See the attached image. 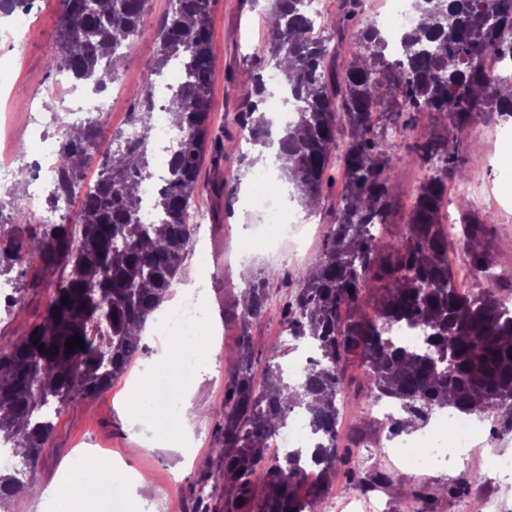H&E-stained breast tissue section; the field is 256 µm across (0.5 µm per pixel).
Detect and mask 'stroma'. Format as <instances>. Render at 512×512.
Instances as JSON below:
<instances>
[{
	"instance_id": "35a3bbf8",
	"label": "stroma",
	"mask_w": 512,
	"mask_h": 512,
	"mask_svg": "<svg viewBox=\"0 0 512 512\" xmlns=\"http://www.w3.org/2000/svg\"><path fill=\"white\" fill-rule=\"evenodd\" d=\"M171 6V0H149L140 35L131 48L115 58L114 66L122 81L114 93L116 103L100 145L109 144L113 133L123 130L130 111L138 104L158 59L156 26ZM267 8L266 0H215L211 13V130L223 141L224 156L204 163L195 209L205 213L207 221L187 249L184 274L174 284L168 303L174 309L186 300L205 295L206 319L215 331L216 352H202L193 384L176 394L180 401L190 402L195 411L194 428L180 432L154 423L155 402L148 391H141L136 407L128 405L129 386L158 363L168 340L162 330L147 329L143 349L122 379L97 398L77 400L62 409L36 469L33 490L14 497L9 512H58L56 501L46 496V489L96 477L95 471L71 466L73 457L85 448L97 449L104 461L112 463V486L117 492H124L126 480L133 475L146 477V486L137 491L140 512H202L203 505L224 490L219 477L224 465L214 453L223 434L218 410L224 403V385L236 366L242 330H249L253 337L255 372L263 371L271 348L279 349L282 362L295 357L294 344L282 339L287 329L283 305L296 290V271L313 265L323 250L336 214V190L343 182V168L330 164L324 199L313 209H298L303 223L297 235L276 248L251 243L255 213L250 207L238 201L232 215H224L225 201L214 193L220 182L244 184L255 173L254 168L240 162L237 116L254 95L245 75L247 65L269 41ZM61 10V0H36L29 13L14 17L24 31L22 44L0 39V89L11 96L14 105H26L32 99L49 100L50 90L59 82L47 61L59 52L57 22ZM457 141L459 157L477 160L466 175L480 189L482 200L464 207L458 197L452 196L448 199L449 210L456 215L465 208L491 218L483 244L512 284V188L498 184L502 163L512 159V121H502L495 112L480 113L470 130L459 133ZM422 175V169L411 160L392 170L397 209L391 223L381 229L383 239L391 240L405 232L411 196ZM245 266L255 272L276 271L267 288L271 304L265 316L248 328L242 323L240 304L245 287L241 269ZM10 277L18 301L0 303V343L5 344L19 341L23 329L41 320L60 272L34 266L15 269ZM362 376L360 355L350 354L343 380L347 398L338 440L339 447L348 451L350 462L337 464L327 496L340 502L352 499L361 505L373 499L385 512H472L474 502L498 497L503 512H512V466L496 471L489 468L490 461L497 459L512 463V413L505 409L484 428L481 446L470 467L444 464L419 472L396 470L391 487L372 493L348 480L347 466H361L366 454L389 435L386 428L374 423L363 428L357 425L369 399L361 389ZM469 469L482 473V487L456 491V484ZM420 484H437L442 491L426 501L404 496L405 488Z\"/></svg>"
}]
</instances>
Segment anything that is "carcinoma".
Masks as SVG:
<instances>
[{
  "mask_svg": "<svg viewBox=\"0 0 512 512\" xmlns=\"http://www.w3.org/2000/svg\"><path fill=\"white\" fill-rule=\"evenodd\" d=\"M146 0H62L58 22L60 51L48 68L106 89L119 80L113 59L139 35ZM342 13L324 21L314 34L304 0H271L273 36L266 54L245 71L257 100L241 119V131L256 143H271L270 124L260 113L267 92V63L292 74L285 103L295 121L279 139L288 158L294 198L313 207L324 197L331 156L342 163L334 224L317 262L297 272L298 291L288 310V333L315 343L318 359L300 380L283 379L277 350H270L261 387L254 381V344L249 325L268 307V280L274 270L246 278L243 330L236 371L225 384L224 434L216 448L224 462V496L212 512H302L299 491L306 473L297 465V448L269 452L270 441L299 410L309 428L322 436L315 449L319 471L336 466L339 455L337 398L342 365L357 352L372 397L389 400L399 415L392 435L426 426L438 412L472 415L495 403L512 414V308L500 295L496 264L481 247L486 225L468 213L459 225L444 224L442 206L448 181L462 179L448 131L403 144L388 136V123L404 117L412 127L423 109L447 118L461 130L488 107L512 117V100L500 92L482 65L492 48L512 61V0H413L423 21L400 39L401 56L386 60V39L372 27L361 31L362 50L339 58L336 34L354 21L360 0H344ZM213 0H172L158 30L155 74L170 66L180 72L167 110L176 112L178 136L170 147L165 186L154 202L156 220L140 214L138 176L153 138L155 99L147 82L130 120L128 138L112 134L117 149L102 154L99 178L85 193L73 224H43L15 203V192L0 196V276L35 264L59 268L53 301L42 320L17 342L0 345V445L23 438L16 465L0 470V510L17 494L34 487V473L53 430L55 412L76 399H93L112 387L141 349V334L167 301L184 272L193 237L190 209L208 145L211 110V32ZM102 124L89 117L60 128L56 135V186L44 204L71 195L91 162V145ZM425 169L407 220V233L386 241L367 236L369 224H386L392 214L390 171L407 158ZM455 236L467 265L481 277L466 293L457 292L448 261ZM377 292L375 316L362 310L366 292ZM69 298L64 304L62 299ZM405 322L423 333V348L411 350L386 335L385 326ZM85 348L67 352L74 336ZM44 349H39V345ZM262 471L270 492L255 491ZM350 478L367 491L393 484L386 472Z\"/></svg>",
  "mask_w": 512,
  "mask_h": 512,
  "instance_id": "cac0c4a2",
  "label": "carcinoma"
}]
</instances>
